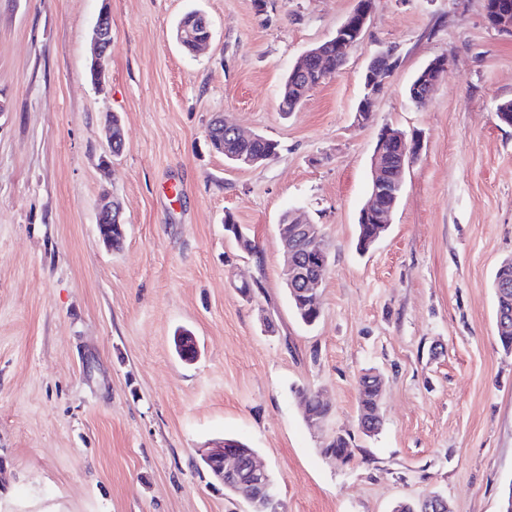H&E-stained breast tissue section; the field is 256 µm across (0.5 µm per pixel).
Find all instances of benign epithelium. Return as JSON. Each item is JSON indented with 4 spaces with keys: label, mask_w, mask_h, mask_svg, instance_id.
Masks as SVG:
<instances>
[{
    "label": "benign epithelium",
    "mask_w": 512,
    "mask_h": 512,
    "mask_svg": "<svg viewBox=\"0 0 512 512\" xmlns=\"http://www.w3.org/2000/svg\"><path fill=\"white\" fill-rule=\"evenodd\" d=\"M374 0H357L353 11L343 24L336 30L333 39L336 49L343 58H348L354 47L360 42L368 21L371 17ZM484 9L488 23L495 29L512 34V0H484ZM95 45L94 68L100 80L107 76V60L112 48V29L96 22L93 27ZM322 51L319 49L306 51L298 61L296 74L320 64ZM384 56L380 52L375 55L368 67L370 76L365 83V97L357 108L355 120L357 124H365L379 95L385 85V76L378 70V59ZM447 69V60L443 56L434 58L421 74L412 94L420 101L428 100L440 83ZM424 149L421 136L415 134L408 138L405 134L390 127L383 129L378 137L373 154L374 177L372 192L363 206L364 214L370 223L377 225L380 231L388 228V217L393 211V187L389 186L384 170L404 172L406 167L420 157ZM97 217L107 221L105 228H120L125 225L122 209L110 204L101 207ZM278 241L287 257L284 270L285 279L293 291L308 299L317 300L319 289L324 281L329 266V253L324 243V233L318 224L303 221L294 226L282 224L278 229ZM202 457L214 465V472L219 481H224V473L232 474L241 471L249 479V485L258 489L266 496L268 503L278 506V493L266 470L260 466L251 452L242 448H232L223 441L213 443L205 449ZM423 512H446L447 500L439 494L422 498Z\"/></svg>",
    "instance_id": "obj_1"
}]
</instances>
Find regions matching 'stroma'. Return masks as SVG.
Returning a JSON list of instances; mask_svg holds the SVG:
<instances>
[{
    "label": "stroma",
    "mask_w": 512,
    "mask_h": 512,
    "mask_svg": "<svg viewBox=\"0 0 512 512\" xmlns=\"http://www.w3.org/2000/svg\"><path fill=\"white\" fill-rule=\"evenodd\" d=\"M112 14L104 90L86 78L102 2ZM356 0H0V512H250L199 448H254L285 512H391L436 493L452 512H500L512 489V354L492 288L512 258V34L483 0H374L363 40L299 108L278 110L295 61ZM211 23L189 54L175 27ZM399 59L365 124L366 67ZM448 66L424 106L407 95ZM125 145L101 164L109 114ZM224 116L277 141L237 169L205 130ZM421 133L385 235L356 249L378 135ZM127 233L107 247L103 195ZM302 210L330 264L311 327L284 285L276 226ZM232 212L258 256L224 230ZM261 288L243 298L242 282ZM189 330L195 360L173 335ZM381 375L383 425H359L357 380ZM323 395L311 429L294 396ZM351 459L326 457L335 435ZM447 69V60L444 56L435 57L421 74L412 94L420 101L428 100L440 83L441 77Z\"/></svg>",
    "instance_id": "stroma-1"
}]
</instances>
